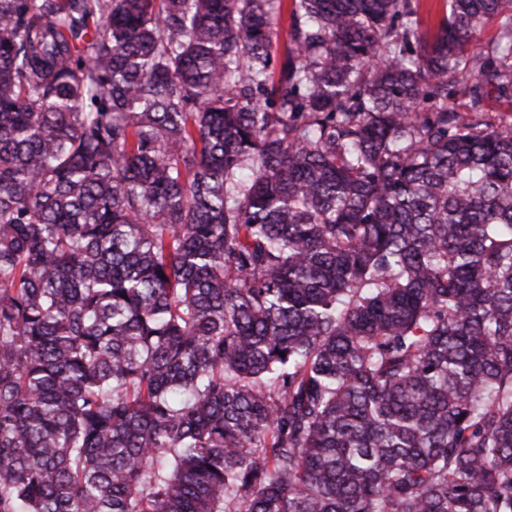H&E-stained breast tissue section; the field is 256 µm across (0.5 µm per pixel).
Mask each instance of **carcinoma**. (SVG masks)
Returning <instances> with one entry per match:
<instances>
[{
  "label": "carcinoma",
  "mask_w": 512,
  "mask_h": 512,
  "mask_svg": "<svg viewBox=\"0 0 512 512\" xmlns=\"http://www.w3.org/2000/svg\"><path fill=\"white\" fill-rule=\"evenodd\" d=\"M510 58L512 0H0V512H512ZM412 6L417 8L422 28L432 34L437 27L438 17L443 15V0H411ZM500 33V20L495 17L489 20L478 32L477 39L474 41L467 54V69H471L475 65V58L478 59L481 53L486 52L488 43L496 40Z\"/></svg>",
  "instance_id": "1"
}]
</instances>
